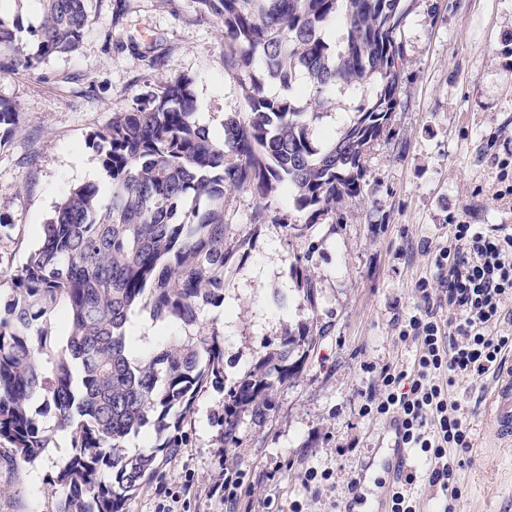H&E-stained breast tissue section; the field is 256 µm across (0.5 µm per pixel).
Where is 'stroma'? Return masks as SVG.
<instances>
[{
    "label": "stroma",
    "mask_w": 512,
    "mask_h": 512,
    "mask_svg": "<svg viewBox=\"0 0 512 512\" xmlns=\"http://www.w3.org/2000/svg\"><path fill=\"white\" fill-rule=\"evenodd\" d=\"M88 12L77 53L0 73V98L19 119L0 146V196L12 200L11 225L0 234L1 297L70 187L96 171L102 193L110 192L88 138L147 84L191 79L196 119L215 132L225 116L247 112L224 69L221 28L200 15L196 0H89ZM401 41L396 106L364 157L362 196L291 238L277 219L251 224L257 202L249 192L224 191L231 236L251 238L249 255L224 274L223 306L203 316L223 334L226 374L242 376L282 338L314 323L315 350L278 388L270 420H245L241 447L220 449L212 416L224 395L201 392L188 447L140 487L127 512H156L164 490L189 475L188 512H221L208 488L224 465L246 473L256 512H283L292 501L303 512H345L350 479L384 456L389 422L364 416L363 406L380 389L377 367L413 358L397 332L422 303L415 283L430 273L423 243L444 241L452 219L512 225V197L494 196L497 163L512 159V0H414ZM305 252L318 283L312 306L293 269ZM494 383L491 375L459 379L449 389L473 426L470 451H448L460 512H512V447L496 440L488 410ZM65 460L50 449L21 468L0 460V512H55L51 482ZM311 467L330 472V481L304 486Z\"/></svg>",
    "instance_id": "obj_1"
}]
</instances>
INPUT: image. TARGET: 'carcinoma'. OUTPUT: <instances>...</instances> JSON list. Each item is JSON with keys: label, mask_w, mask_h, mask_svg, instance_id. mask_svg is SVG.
Instances as JSON below:
<instances>
[{"label": "carcinoma", "mask_w": 512, "mask_h": 512, "mask_svg": "<svg viewBox=\"0 0 512 512\" xmlns=\"http://www.w3.org/2000/svg\"><path fill=\"white\" fill-rule=\"evenodd\" d=\"M42 16L24 27L0 14V71L35 70L79 49L86 0H41ZM223 28L225 70L246 100V118L224 119L218 142L195 120L192 81L159 82L113 115L90 144L112 179L70 188L42 225V239L11 275L0 307V440L16 467L38 460L51 437L46 414L70 430L71 455L52 493L56 512H125L160 459L184 448L183 425L197 393L224 389L223 333L195 327L224 304V271L247 255L249 239H229L224 185L264 202L266 223L277 190L305 223L318 224L346 198L362 194L363 159L389 125L401 80L399 35L411 0H197ZM341 134L314 135L309 116L327 111L338 88L366 81ZM274 85L277 90L268 92ZM17 112L0 99V140L16 131ZM303 299L317 284L303 275ZM149 311L164 340L143 351L133 319ZM63 312L65 334L55 329ZM313 328L281 339L276 361H262L227 389L216 422L220 447L239 448L246 416L275 409L278 386L295 375L294 353L315 346ZM153 425L161 443L129 453L127 441Z\"/></svg>", "instance_id": "1"}]
</instances>
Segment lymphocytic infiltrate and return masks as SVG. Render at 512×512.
Segmentation results:
<instances>
[{"label": "lymphocytic infiltrate", "instance_id": "lymphocytic-infiltrate-1", "mask_svg": "<svg viewBox=\"0 0 512 512\" xmlns=\"http://www.w3.org/2000/svg\"><path fill=\"white\" fill-rule=\"evenodd\" d=\"M433 264L435 277L417 284L424 309L408 317L398 333L415 348L413 367H381V392L368 399L363 412L389 418L404 447L434 459L430 482L448 494L444 512H457L448 451L470 448L473 432L448 389L456 379H479L497 369L503 350L512 347V336L497 329L512 298V229L452 225Z\"/></svg>", "mask_w": 512, "mask_h": 512}]
</instances>
